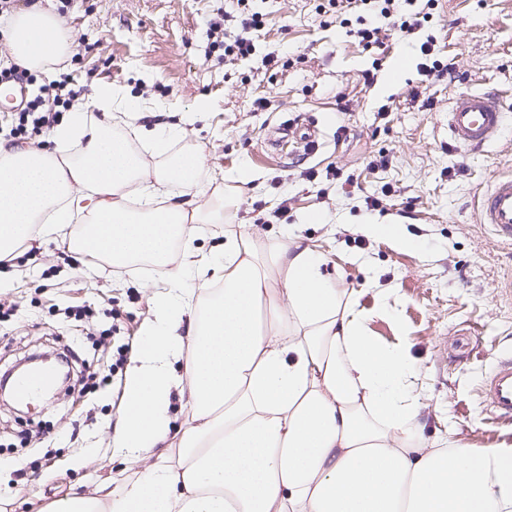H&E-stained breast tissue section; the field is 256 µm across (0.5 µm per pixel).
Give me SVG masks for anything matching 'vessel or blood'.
<instances>
[{
	"mask_svg": "<svg viewBox=\"0 0 512 512\" xmlns=\"http://www.w3.org/2000/svg\"><path fill=\"white\" fill-rule=\"evenodd\" d=\"M506 117L500 98L489 92L460 94L448 109V130L461 149L477 151L496 139ZM483 223L512 242V176L495 179L480 202ZM494 418L512 417V363L496 367L484 386Z\"/></svg>",
	"mask_w": 512,
	"mask_h": 512,
	"instance_id": "vessel-or-blood-1",
	"label": "vessel or blood"
}]
</instances>
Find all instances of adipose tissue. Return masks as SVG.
<instances>
[{"label": "adipose tissue", "mask_w": 512, "mask_h": 512, "mask_svg": "<svg viewBox=\"0 0 512 512\" xmlns=\"http://www.w3.org/2000/svg\"><path fill=\"white\" fill-rule=\"evenodd\" d=\"M7 29L13 58L29 69L69 52L42 7ZM95 106L122 127L92 126L78 109L53 128L55 150L0 141V261L55 234L76 253L149 263L166 289L153 299L112 440L138 476L66 495L49 512H512V446L475 453L422 437L419 366L405 346L368 333L320 253L297 237L260 244L247 231L216 256L190 247L193 225L224 223L232 209L199 202L202 148L169 151L206 103L150 129L137 124L140 105L109 87ZM173 186L193 198L168 200ZM81 217L86 225L71 231ZM176 399L190 412L183 426L170 415Z\"/></svg>", "instance_id": "adipose-tissue-1"}]
</instances>
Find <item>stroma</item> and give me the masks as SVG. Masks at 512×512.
<instances>
[{
  "mask_svg": "<svg viewBox=\"0 0 512 512\" xmlns=\"http://www.w3.org/2000/svg\"><path fill=\"white\" fill-rule=\"evenodd\" d=\"M319 0H249L263 18L256 56L227 60L214 40L237 0H46L70 37V60L36 71V94L54 80L77 90L76 107L103 121L92 100L102 86L177 122L199 102L195 125L212 190L232 198L225 224H199L195 245L249 228L267 241L300 236L321 253L329 276L353 288L378 341L405 344L423 372L414 388L427 404L423 435L451 436L474 451L512 444V419L483 404L485 379L512 355V244L480 216L492 181L512 176V121L482 150L457 148L445 117L463 92H492L512 109V0H439L429 33L453 77L431 79L419 55L371 12L350 13L378 27L376 54L348 27L324 23ZM279 63L259 69V57ZM376 68L373 84L362 73ZM265 110L252 107L256 99ZM346 133H339V126ZM287 127L291 140L317 132L313 151L276 154L262 141ZM248 167L254 181L225 180ZM314 178H306V170ZM383 197L370 209L366 197ZM289 207V222L273 213ZM319 212V224L303 217ZM395 223L422 247L363 231ZM163 277L151 265L115 267L41 235L0 266V374L37 353L71 354L74 374L32 409L0 401V512H42L71 489L131 478L115 459L123 388ZM390 298H383L384 289ZM82 317H75L74 308ZM110 338H102L104 329ZM108 387H99L103 376Z\"/></svg>",
  "mask_w": 512,
  "mask_h": 512,
  "instance_id": "obj_1",
  "label": "stroma"
}]
</instances>
